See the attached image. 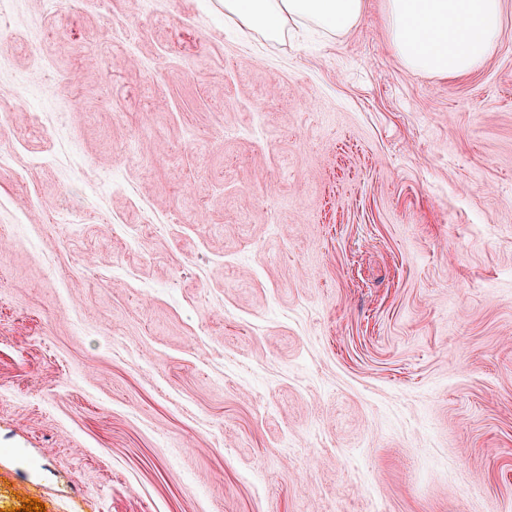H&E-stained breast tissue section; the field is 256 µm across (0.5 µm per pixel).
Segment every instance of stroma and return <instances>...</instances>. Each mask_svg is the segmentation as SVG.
<instances>
[{"label":"stroma","mask_w":512,"mask_h":512,"mask_svg":"<svg viewBox=\"0 0 512 512\" xmlns=\"http://www.w3.org/2000/svg\"><path fill=\"white\" fill-rule=\"evenodd\" d=\"M366 2L7 0L0 512H512V0L458 79ZM365 8V0H224V17L238 28L270 38L295 24L341 36L358 25ZM37 96L25 88H18L10 98L8 110L10 112H29L34 121L40 119V112H43L36 104Z\"/></svg>","instance_id":"35a3bbf8"}]
</instances>
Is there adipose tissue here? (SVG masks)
Here are the masks:
<instances>
[{
  "instance_id": "adipose-tissue-1",
  "label": "adipose tissue",
  "mask_w": 512,
  "mask_h": 512,
  "mask_svg": "<svg viewBox=\"0 0 512 512\" xmlns=\"http://www.w3.org/2000/svg\"><path fill=\"white\" fill-rule=\"evenodd\" d=\"M365 0H224V17L275 38L292 25L343 35L361 21ZM389 43L410 71L455 78L481 66L501 29V0H382Z\"/></svg>"
}]
</instances>
